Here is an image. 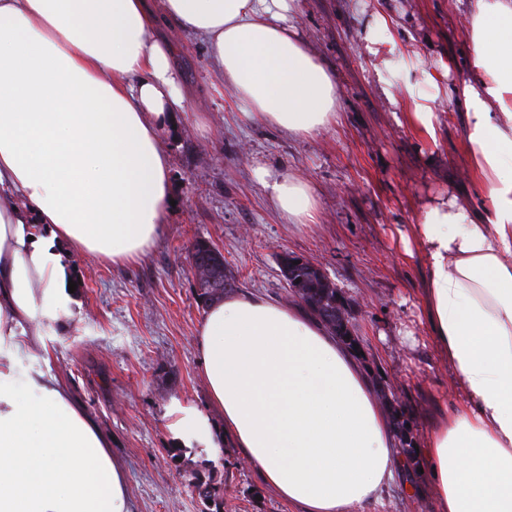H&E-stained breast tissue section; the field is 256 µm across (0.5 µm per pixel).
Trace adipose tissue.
I'll use <instances>...</instances> for the list:
<instances>
[{
  "instance_id": "ef3b65f1",
  "label": "adipose tissue",
  "mask_w": 512,
  "mask_h": 512,
  "mask_svg": "<svg viewBox=\"0 0 512 512\" xmlns=\"http://www.w3.org/2000/svg\"><path fill=\"white\" fill-rule=\"evenodd\" d=\"M288 0H0V512H134L106 436L56 376L14 386L30 322L67 313L63 253L128 265L172 198L161 133L183 107L160 17L199 40L252 120L310 135L336 119V80L287 24ZM471 164L491 205L424 206L410 237L432 340L464 397L420 454L439 512H512V0H468ZM297 224L309 184L259 167ZM210 405L242 459L299 512H353L393 476V427L348 351L258 294L208 306L198 329Z\"/></svg>"
}]
</instances>
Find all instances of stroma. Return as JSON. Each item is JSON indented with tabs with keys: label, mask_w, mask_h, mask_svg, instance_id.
I'll return each instance as SVG.
<instances>
[{
	"label": "stroma",
	"mask_w": 512,
	"mask_h": 512,
	"mask_svg": "<svg viewBox=\"0 0 512 512\" xmlns=\"http://www.w3.org/2000/svg\"><path fill=\"white\" fill-rule=\"evenodd\" d=\"M466 0H291L288 23L336 79L337 118L309 137L248 119L246 104L218 77L199 42L167 25L184 107L161 137L175 204L140 262L119 266L90 255L66 258L77 284L67 315L29 325L42 344L20 355L25 391L38 371L62 377L112 442L136 512H209L190 486L212 476L222 512H296L264 487L235 449L204 448L172 428L174 404L207 406L197 331L205 309L188 259L197 239L224 254L240 292L288 307L279 259H308L349 305L357 357L376 389L408 420L411 445L376 500L356 512H438L433 485L415 462L436 404L461 390L430 338L418 257L402 231L426 202L451 196L489 208L478 191L462 88L472 74ZM426 108L436 135L410 122ZM264 166L306 181L320 221L295 224L253 177Z\"/></svg>",
	"instance_id": "35a3bbf8"
}]
</instances>
